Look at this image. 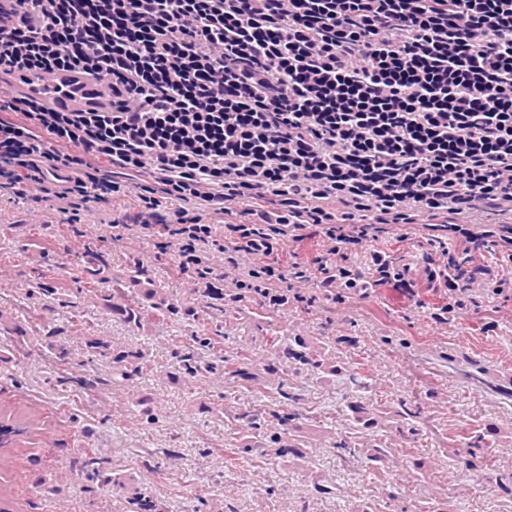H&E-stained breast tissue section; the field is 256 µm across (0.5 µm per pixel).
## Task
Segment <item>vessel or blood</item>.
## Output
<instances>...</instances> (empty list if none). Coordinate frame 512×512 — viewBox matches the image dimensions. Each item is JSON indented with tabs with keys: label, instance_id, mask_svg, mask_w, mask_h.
Instances as JSON below:
<instances>
[{
	"label": "vessel or blood",
	"instance_id": "b4317fda",
	"mask_svg": "<svg viewBox=\"0 0 512 512\" xmlns=\"http://www.w3.org/2000/svg\"><path fill=\"white\" fill-rule=\"evenodd\" d=\"M6 91L9 96L40 102L57 112H108L112 109L109 80L80 70L47 73L41 70H10Z\"/></svg>",
	"mask_w": 512,
	"mask_h": 512
}]
</instances>
